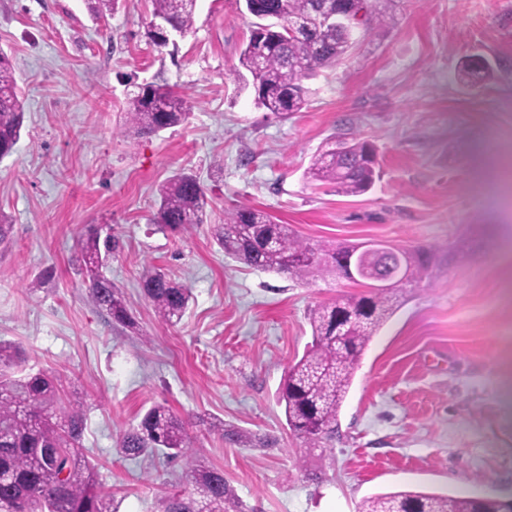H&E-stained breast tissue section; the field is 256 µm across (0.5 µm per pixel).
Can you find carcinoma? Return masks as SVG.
Instances as JSON below:
<instances>
[{"label":"carcinoma","instance_id":"obj_1","mask_svg":"<svg viewBox=\"0 0 512 512\" xmlns=\"http://www.w3.org/2000/svg\"><path fill=\"white\" fill-rule=\"evenodd\" d=\"M152 16L166 17L182 34L194 26L197 0H150ZM253 16L274 20L264 39L241 49L240 65L252 77L257 105L286 115L305 101L303 80L336 63L349 47L350 33L323 26L318 15L346 7L347 0H251ZM489 59H467L461 79L488 75ZM188 118L186 101L166 87L150 83L131 93L127 124L138 136H150ZM24 112L16 93L14 67L0 50V159L21 137ZM378 167L375 146L367 140L329 142L310 162L314 182L332 185L348 196L367 193ZM207 204L196 175L181 172L159 189L156 223L182 233L203 223ZM224 254L247 266L304 280L324 272H345L343 261L354 245L310 242L269 215L239 208L214 226ZM119 240L90 226L81 242V271L92 304L111 323L137 327L121 289L104 269ZM409 276L387 290L370 289L322 305L310 314L313 341L288 369L279 390L289 430L308 448H320L338 433V410L351 385L355 366L370 335L394 312L397 291L416 288L448 266V253L433 246L398 244ZM142 292L158 320L179 323L191 300L190 289L159 268L148 269ZM22 352L0 342V512H112L110 500L95 482V465L84 456L85 415L58 406L61 379L43 372L25 373ZM225 441L239 448H272L275 440L234 426L222 429ZM119 452L130 459L161 452L181 460L193 489L162 497L161 512H243L224 471L199 469L189 454L187 422L166 406L149 408L137 425L120 434ZM496 497H454L402 490L365 500L362 512H502Z\"/></svg>","mask_w":512,"mask_h":512}]
</instances>
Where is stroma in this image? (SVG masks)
<instances>
[{"label": "stroma", "mask_w": 512, "mask_h": 512, "mask_svg": "<svg viewBox=\"0 0 512 512\" xmlns=\"http://www.w3.org/2000/svg\"><path fill=\"white\" fill-rule=\"evenodd\" d=\"M150 0H0V50L12 59L21 138L0 159V341L25 370L64 383L86 415L83 448L114 512H159L162 488L189 485L182 461L129 459L120 433L156 403L189 419L191 455L223 470L250 512H360L371 496L415 490L512 499V0H394L367 15L335 67L305 80L288 115L256 105L239 51L254 19L241 0H198L193 29L149 38ZM495 77L471 89L461 60ZM184 97L188 119L148 137L126 131L133 84ZM362 139L379 177L360 196L307 180L329 141ZM191 172L204 221L175 234L152 221L158 190ZM270 214L311 241L473 242L429 284L397 297L338 411L332 445L305 448L277 402L312 341L309 315L360 285L302 282L224 255L225 213ZM95 224L122 248L107 274L138 330L109 324L78 271ZM190 288L181 322L160 324L145 268ZM274 437L225 443L222 424Z\"/></svg>", "instance_id": "1"}]
</instances>
